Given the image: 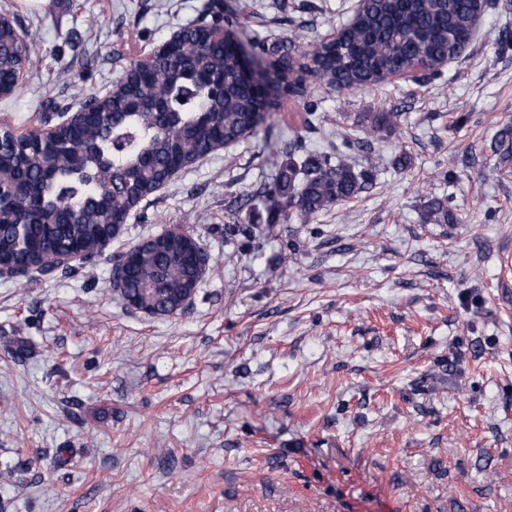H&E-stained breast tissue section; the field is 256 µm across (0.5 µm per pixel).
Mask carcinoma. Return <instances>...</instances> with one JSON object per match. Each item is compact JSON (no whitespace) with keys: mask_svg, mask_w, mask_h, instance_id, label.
<instances>
[{"mask_svg":"<svg viewBox=\"0 0 512 512\" xmlns=\"http://www.w3.org/2000/svg\"><path fill=\"white\" fill-rule=\"evenodd\" d=\"M472 0H367L337 40H317L295 59L282 46L281 67L297 62L308 76L347 90L378 87L385 76L420 64L435 67L466 38ZM18 32L0 29V85L12 89L26 61ZM138 79L102 104L87 96V114L48 137L31 130L0 132V173L30 186L0 198V262L49 270V260L79 249L90 255L123 230L132 211L183 168L219 146L254 135L264 122L259 91L239 78L232 48L203 26L184 29L181 45L160 59L138 60ZM400 113L364 117L363 133L397 126ZM300 183H295L298 174ZM285 210L300 219L355 198L368 178L347 156L323 155L281 171ZM428 220L448 223V206L431 202ZM125 296L161 315L178 310L197 279L188 247L158 235L128 248Z\"/></svg>","mask_w":512,"mask_h":512,"instance_id":"cac0c4a2","label":"carcinoma"}]
</instances>
